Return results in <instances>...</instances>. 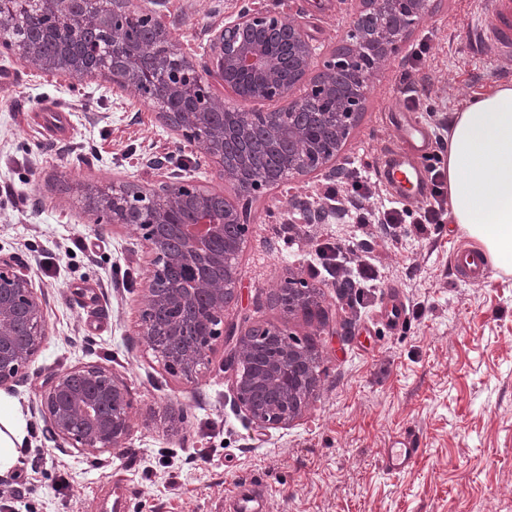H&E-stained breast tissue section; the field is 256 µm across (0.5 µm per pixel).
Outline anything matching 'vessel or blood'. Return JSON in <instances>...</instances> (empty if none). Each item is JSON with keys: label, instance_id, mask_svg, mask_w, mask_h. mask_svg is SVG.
Listing matches in <instances>:
<instances>
[{"label": "vessel or blood", "instance_id": "vessel-or-blood-1", "mask_svg": "<svg viewBox=\"0 0 512 512\" xmlns=\"http://www.w3.org/2000/svg\"><path fill=\"white\" fill-rule=\"evenodd\" d=\"M472 37L481 49L502 58H512V0H492L491 7L472 29ZM401 147L391 152L376 176L391 190L392 198L400 203L417 200L426 183L425 160L434 151V142L423 125L405 118L398 125ZM453 263L460 277L471 281L488 278L490 267L485 254L477 247L460 245L453 255ZM420 456L413 437L400 440L398 447L384 451L383 462L391 471L411 469ZM263 493L255 488L240 491L233 496L234 512H265Z\"/></svg>", "mask_w": 512, "mask_h": 512}]
</instances>
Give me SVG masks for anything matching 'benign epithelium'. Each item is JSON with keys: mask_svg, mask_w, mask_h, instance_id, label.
I'll list each match as a JSON object with an SVG mask.
<instances>
[{"mask_svg": "<svg viewBox=\"0 0 512 512\" xmlns=\"http://www.w3.org/2000/svg\"><path fill=\"white\" fill-rule=\"evenodd\" d=\"M38 0V11L28 25L30 42L15 38V18L28 0H0V47L29 66L60 71L70 79L112 72L121 89L138 92L150 87L176 109L156 113L183 143L203 146L222 178L236 196L251 197L270 186L263 180H245L228 159L224 142L237 143L239 155H248L253 137L251 112H226L224 101L211 88H196L195 62L171 47L167 27L157 12L138 7L149 30L163 48L146 51L128 39L116 18L130 11L131 0ZM354 21L369 15L398 17L391 27L372 36V42L351 41L334 51L322 70L311 72L315 48L305 24L268 10L243 8L209 31L210 56L203 68L224 87L245 100L283 98L299 90L284 111L295 117L288 132L290 149L283 163L292 176L322 175L332 180L340 170L336 156L361 112L364 91L337 82L338 72L364 59L384 63L402 51L411 28L428 13L429 0H359ZM330 102L322 122L336 133V148L310 161L308 134L302 116L311 102ZM125 186L86 188L89 208L112 224L130 219L119 197ZM144 217L136 224L152 254L140 313L139 335L150 343L152 317L162 310L191 312L169 325L178 340L194 330V341L167 360L168 369L189 376L209 361L213 342L224 339V371L231 373L234 401L255 426L285 428L306 407L317 383L315 357L308 347L288 339L275 324L245 329L224 320V310L238 285L237 258L247 225L238 223L237 204L224 193L199 188L189 176L173 170L146 192ZM46 296L36 288L25 266L14 256H0V387L25 377L40 351L48 325ZM288 313L311 317L321 313L319 290L294 285L284 306ZM131 399L125 381L99 366H82L48 376L40 394L39 412L50 439L63 450L68 446L97 455L122 447L131 430Z\"/></svg>", "mask_w": 512, "mask_h": 512, "instance_id": "obj_1", "label": "benign epithelium"}]
</instances>
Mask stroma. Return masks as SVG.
<instances>
[{
    "label": "stroma",
    "mask_w": 512,
    "mask_h": 512,
    "mask_svg": "<svg viewBox=\"0 0 512 512\" xmlns=\"http://www.w3.org/2000/svg\"><path fill=\"white\" fill-rule=\"evenodd\" d=\"M169 39L196 63L207 31L251 7L303 21L315 65L347 44L357 0H160ZM490 0H431L403 57L371 76L338 160L375 171L400 145L394 115L407 112L445 137L474 95L512 83V69L477 52L475 19ZM429 49L401 82L404 57ZM414 86L418 101L407 96ZM197 144L172 134L142 99L115 92L110 75L67 80L0 49V254L15 256L47 298L49 334L25 382L0 397L17 403L27 432L20 459L0 474V512H227L254 485L269 512H512V271L463 281L451 256L468 237L453 222L403 224L397 238L366 222L312 224L299 203L326 206V180L289 177L251 197L228 320L273 323L313 349L318 386L288 427L257 430L239 411L224 371V345L191 376L169 371L138 334L149 254L136 227L98 223L84 190L149 187L154 156L189 169L201 186L234 198L217 166L195 167ZM374 281L341 295L320 247ZM317 285L323 319L284 313L285 278ZM98 365L131 391V433L96 456L47 439L38 395L49 375ZM418 440L412 469L391 473L384 449ZM65 491H56L59 481Z\"/></svg>",
    "instance_id": "obj_1"
}]
</instances>
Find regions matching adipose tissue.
Returning <instances> with one entry per match:
<instances>
[{
  "instance_id": "obj_1",
  "label": "adipose tissue",
  "mask_w": 512,
  "mask_h": 512,
  "mask_svg": "<svg viewBox=\"0 0 512 512\" xmlns=\"http://www.w3.org/2000/svg\"><path fill=\"white\" fill-rule=\"evenodd\" d=\"M446 183L455 224L512 270V84L476 95L455 113L445 148ZM16 405L0 400V473L26 437Z\"/></svg>"
}]
</instances>
